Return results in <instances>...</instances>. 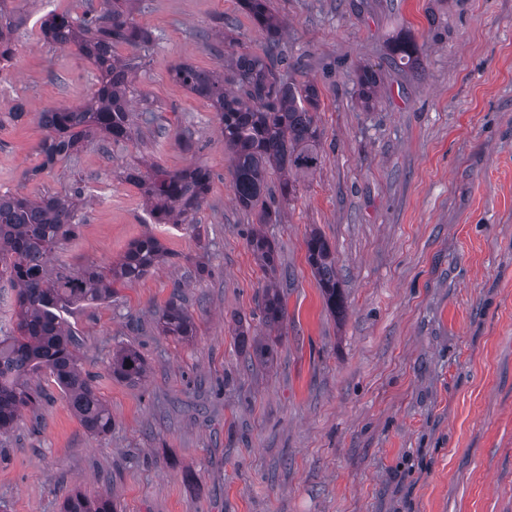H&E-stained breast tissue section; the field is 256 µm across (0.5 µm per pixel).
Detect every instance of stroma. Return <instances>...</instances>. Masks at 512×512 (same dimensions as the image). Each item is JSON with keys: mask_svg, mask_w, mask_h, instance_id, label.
<instances>
[{"mask_svg": "<svg viewBox=\"0 0 512 512\" xmlns=\"http://www.w3.org/2000/svg\"><path fill=\"white\" fill-rule=\"evenodd\" d=\"M271 2L284 23L282 74L318 86L323 138L317 167L264 225L236 203L214 110L173 78L181 62L223 71L204 32L225 34L231 52L261 51L265 36L240 0H136L153 41L116 53L138 59L129 107L154 123L46 168L38 112L88 101L97 72L44 40L43 0L13 4L0 192L81 183L80 234L58 253L72 269L109 266L148 233L173 261L70 315L112 431L87 433L41 375L45 400L0 436V512H61L69 489L111 492L117 512H512V0ZM406 33L422 47L421 72L392 59ZM364 66L380 78L368 108ZM185 128L188 149L175 139ZM144 160L210 169L196 229L153 223L125 179ZM256 230L278 250L286 308L267 366L232 332L241 317L268 333ZM314 230L336 255L340 314L307 262ZM176 290L197 325L185 343L156 325ZM127 344L149 366L135 385L108 370Z\"/></svg>", "mask_w": 512, "mask_h": 512, "instance_id": "obj_1", "label": "stroma"}]
</instances>
